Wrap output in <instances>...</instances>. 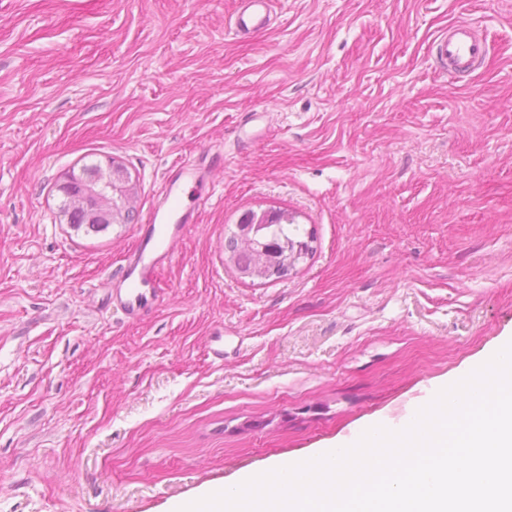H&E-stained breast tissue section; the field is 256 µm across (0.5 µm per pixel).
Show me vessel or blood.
Segmentation results:
<instances>
[{
    "mask_svg": "<svg viewBox=\"0 0 512 512\" xmlns=\"http://www.w3.org/2000/svg\"><path fill=\"white\" fill-rule=\"evenodd\" d=\"M273 8L274 0H241L234 29L242 34L266 29ZM489 49L477 29L459 22L449 25L431 44L432 53L457 76H468L478 70ZM203 179L201 164L181 162L175 175L167 179L134 245L124 254L112 290V309L126 321H137L160 304V274L173 261L189 229L190 214L181 205L183 188Z\"/></svg>",
    "mask_w": 512,
    "mask_h": 512,
    "instance_id": "vessel-or-blood-1",
    "label": "vessel or blood"
}]
</instances>
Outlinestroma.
<instances>
[{
	"mask_svg": "<svg viewBox=\"0 0 512 512\" xmlns=\"http://www.w3.org/2000/svg\"><path fill=\"white\" fill-rule=\"evenodd\" d=\"M0 0V512H177L397 426L512 338V0ZM490 55L458 78L449 24ZM195 227L140 320L124 253L177 162ZM123 165L136 219L74 229L59 184ZM312 252L239 278L247 211ZM224 339V356L209 349ZM273 0H241L233 27L238 33L250 34L269 26L274 8ZM490 46L483 35L465 23L448 25L431 44V51L456 76H469L479 69ZM230 259L236 258V264L238 267H244L249 269L252 265L256 264L255 250L250 243L242 239L240 234H237L230 238L227 245Z\"/></svg>",
	"mask_w": 512,
	"mask_h": 512,
	"instance_id": "1",
	"label": "stroma"
}]
</instances>
